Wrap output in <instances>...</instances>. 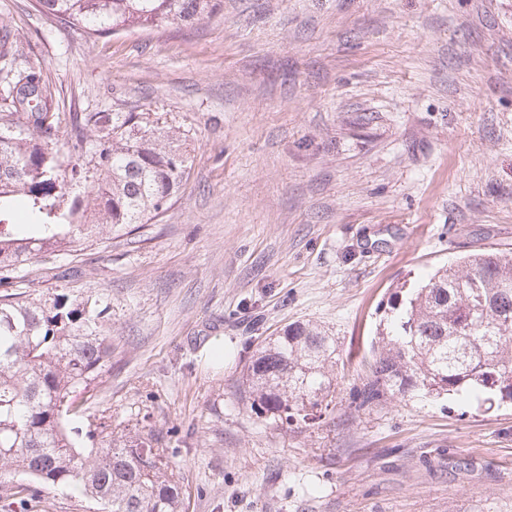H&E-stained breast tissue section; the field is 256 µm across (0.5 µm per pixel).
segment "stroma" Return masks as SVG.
<instances>
[{
    "label": "stroma",
    "instance_id": "stroma-1",
    "mask_svg": "<svg viewBox=\"0 0 512 512\" xmlns=\"http://www.w3.org/2000/svg\"><path fill=\"white\" fill-rule=\"evenodd\" d=\"M0 20L53 111L136 108L189 136L164 214L24 267L40 294L106 305L84 429L153 430L184 512H512V406L350 405L391 291L512 251V0H224L99 38L36 0ZM297 320L348 357L308 430L239 399L256 344Z\"/></svg>",
    "mask_w": 512,
    "mask_h": 512
}]
</instances>
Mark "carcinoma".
<instances>
[{"instance_id":"1","label":"carcinoma","mask_w":512,"mask_h":512,"mask_svg":"<svg viewBox=\"0 0 512 512\" xmlns=\"http://www.w3.org/2000/svg\"><path fill=\"white\" fill-rule=\"evenodd\" d=\"M89 37L161 24L193 25L223 0H38ZM33 65L6 70L0 87V286L23 282L39 255H70L105 233L163 214L191 168L150 112L51 111ZM70 128L61 149V125ZM92 167L66 165L63 153ZM388 326L352 404L468 392L485 404L512 400V252L483 250L439 268L419 287L390 294ZM91 295H0V512H15L45 485L69 488L96 512H182L183 488L169 449L153 434L132 438L98 424L78 445L70 421L92 397L112 357V334ZM336 336L297 321L257 344L242 373L244 398L272 424L306 428L336 409Z\"/></svg>"}]
</instances>
